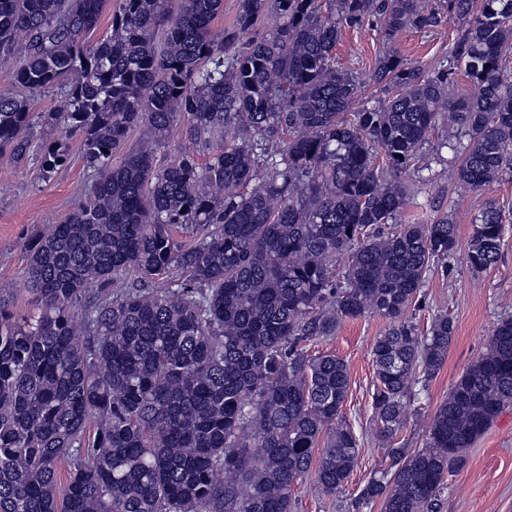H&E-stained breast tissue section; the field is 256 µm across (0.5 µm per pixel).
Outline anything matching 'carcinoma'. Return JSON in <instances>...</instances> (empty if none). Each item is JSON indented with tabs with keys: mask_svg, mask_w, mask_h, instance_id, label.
<instances>
[{
	"mask_svg": "<svg viewBox=\"0 0 512 512\" xmlns=\"http://www.w3.org/2000/svg\"><path fill=\"white\" fill-rule=\"evenodd\" d=\"M106 2L0 0L14 86L64 87L43 123L79 135L96 172L88 200L30 246L34 312L16 316L0 289V512H294L307 473L332 494L359 457L341 417L348 365L303 343L346 319L387 321L371 356L388 445L413 387L448 358V314L423 334L408 312L454 256L457 224L398 217L409 180L431 183L420 161L440 131L460 184L512 179V0H239L222 38L210 26L223 0H118L112 34L91 43ZM450 18L461 36L437 71L390 48ZM366 23L389 46L370 74L387 96L356 108L360 83L334 52L341 27ZM135 127L143 140L127 149ZM176 127L193 149L164 162ZM36 136L29 99L1 91L0 152L23 163ZM40 150L50 173L63 154ZM506 223L495 201L479 205L473 271L498 262ZM511 404L508 317L423 447L387 449L394 470L371 475L357 503L438 512L464 449Z\"/></svg>",
	"mask_w": 512,
	"mask_h": 512,
	"instance_id": "obj_1",
	"label": "carcinoma"
}]
</instances>
